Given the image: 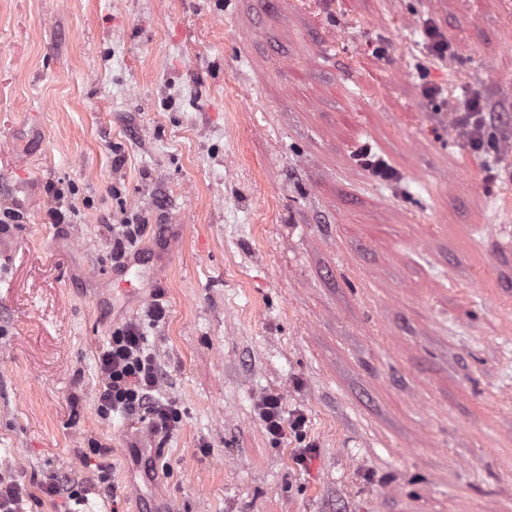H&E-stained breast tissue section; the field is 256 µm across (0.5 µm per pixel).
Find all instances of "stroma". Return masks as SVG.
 <instances>
[{
  "label": "stroma",
  "mask_w": 512,
  "mask_h": 512,
  "mask_svg": "<svg viewBox=\"0 0 512 512\" xmlns=\"http://www.w3.org/2000/svg\"><path fill=\"white\" fill-rule=\"evenodd\" d=\"M473 88L480 154L448 114ZM489 160L512 165V0H0V470L84 488L32 512H512V180ZM134 321L181 411L164 440L97 408ZM270 392L303 435L266 432ZM424 35V45L431 56L443 60L454 54V50L448 42V39L435 24H427L424 29ZM356 160L373 176L380 180L388 181L395 177L396 173L390 165L372 155V149L365 146L356 153Z\"/></svg>",
  "instance_id": "obj_1"
}]
</instances>
